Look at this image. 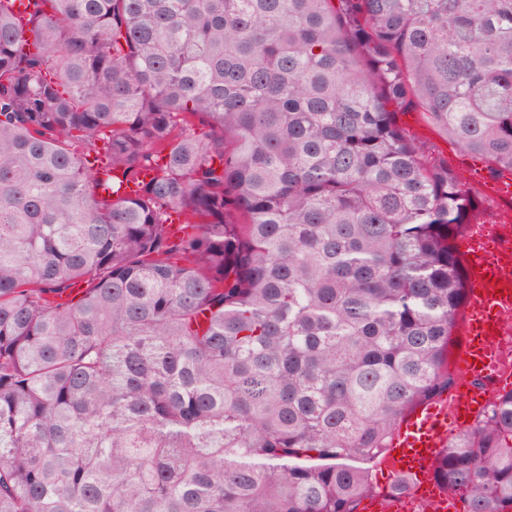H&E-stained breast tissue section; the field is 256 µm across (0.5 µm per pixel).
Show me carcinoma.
<instances>
[{
    "mask_svg": "<svg viewBox=\"0 0 512 512\" xmlns=\"http://www.w3.org/2000/svg\"><path fill=\"white\" fill-rule=\"evenodd\" d=\"M8 2L0 512H357L454 384L474 208L388 106L512 172V0ZM102 149L168 163L103 195ZM434 478L512 512V390Z\"/></svg>",
    "mask_w": 512,
    "mask_h": 512,
    "instance_id": "cac0c4a2",
    "label": "carcinoma"
}]
</instances>
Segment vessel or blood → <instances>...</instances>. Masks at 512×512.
<instances>
[{"instance_id": "vessel-or-blood-1", "label": "vessel or blood", "mask_w": 512, "mask_h": 512, "mask_svg": "<svg viewBox=\"0 0 512 512\" xmlns=\"http://www.w3.org/2000/svg\"><path fill=\"white\" fill-rule=\"evenodd\" d=\"M483 245L463 241L467 268L464 310L465 343L456 362L457 377L447 396L412 409L394 435L383 459L391 474H404L413 481L401 494L385 490L361 503L363 512H411L421 500L435 498L442 512H457V497L448 495L435 482L434 466L449 438L471 424L488 403V393L506 380L496 367V357L506 343L500 318L512 316V235L503 225L481 228Z\"/></svg>"}]
</instances>
